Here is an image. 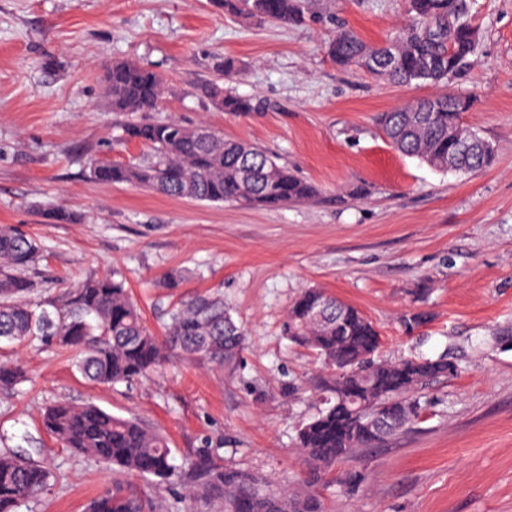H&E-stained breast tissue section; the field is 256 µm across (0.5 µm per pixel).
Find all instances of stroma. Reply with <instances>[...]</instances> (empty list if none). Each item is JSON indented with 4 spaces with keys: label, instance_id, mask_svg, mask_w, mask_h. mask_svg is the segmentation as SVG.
<instances>
[{
    "label": "stroma",
    "instance_id": "stroma-1",
    "mask_svg": "<svg viewBox=\"0 0 512 512\" xmlns=\"http://www.w3.org/2000/svg\"><path fill=\"white\" fill-rule=\"evenodd\" d=\"M462 2L480 43L446 88L472 97L464 121L496 152L471 174L403 156L381 130V113L434 87L394 85L326 53L340 20L368 44L391 38L408 21L405 0H306L291 24L214 0H0V225L40 244L35 297L118 273L156 335L170 306L204 292L223 294L246 334L229 366L176 355L151 380L113 387L83 379L65 351L14 350L28 379L0 391V452L42 449L53 471L32 512H86L113 478L43 430L57 399L139 418L179 460L208 443L217 461L272 483L313 481L326 512H512V0ZM115 60L163 76L161 111L108 107ZM210 82L255 111H217L202 92ZM169 118L257 144L317 196L247 210L91 178L93 162L142 154L119 143L122 125ZM58 208L77 223L49 221ZM171 272L175 287H154ZM305 288L359 308L380 334L378 359L444 352L459 367L422 389L421 421L318 469L295 435L328 372L281 332ZM416 310L431 320L406 330ZM355 471L364 480L352 489Z\"/></svg>",
    "mask_w": 512,
    "mask_h": 512
}]
</instances>
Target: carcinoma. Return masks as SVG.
I'll use <instances>...</instances> for the list:
<instances>
[{
  "label": "carcinoma",
  "mask_w": 512,
  "mask_h": 512,
  "mask_svg": "<svg viewBox=\"0 0 512 512\" xmlns=\"http://www.w3.org/2000/svg\"><path fill=\"white\" fill-rule=\"evenodd\" d=\"M225 12L259 22L288 24L302 19L298 0H219ZM409 23L379 46L338 27L328 56L338 66H359L364 58L377 61L368 73L397 84L448 83L471 64L480 35L462 19L460 0H407ZM458 18L459 64L448 59V18ZM432 57L443 60L436 74H426ZM163 77L133 62L115 60L106 68L105 97L112 111L157 112L163 102ZM206 93L221 112H251L250 100L216 84ZM473 99L462 94H438L380 116L381 129L404 156L446 171L468 174L490 167L495 150L475 135L463 144L455 139L462 115ZM206 125L188 126L178 120L129 123L122 128L126 142L148 148L138 160L99 163L95 180L137 185L175 198L228 203L247 209H268L310 200L315 187L282 166L260 147L243 140L208 136ZM39 254L37 242L12 227H0V341L14 344L38 340L75 353L74 368L82 378L115 385L147 379L174 354L225 366L243 345L244 335L224 300L199 295L169 311L162 336L143 322L125 279L87 276L65 287L53 301L32 297L26 276ZM330 310L325 320H310L312 309ZM283 334L296 345L313 350L325 364L340 369L324 382L319 409L297 430L296 449L311 463L332 466L359 448L395 435L417 420L418 395L428 381L457 371L448 355L375 360L379 332L356 307L319 288H306L288 309ZM26 379L23 367L0 361V389H14ZM45 430L70 451L92 458L113 471L157 486L186 478L184 497L224 502V512H325L313 485L290 490L274 485L247 469L226 467L212 448L197 450L184 465L174 463L165 436L136 418L113 415L93 404L59 400L45 407ZM47 463L18 453L0 454V512H21L49 485ZM87 512H163V505L137 486L112 481Z\"/></svg>",
  "instance_id": "1"
}]
</instances>
